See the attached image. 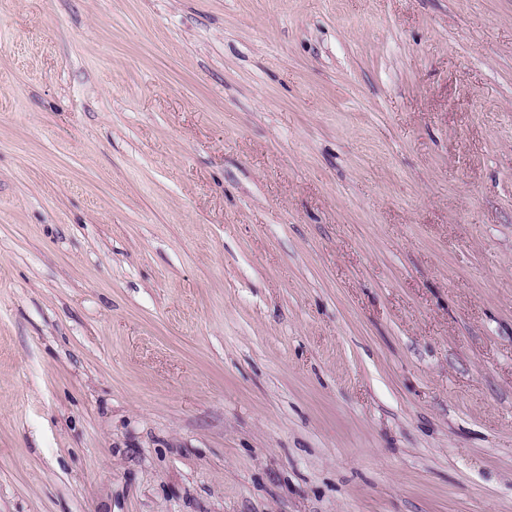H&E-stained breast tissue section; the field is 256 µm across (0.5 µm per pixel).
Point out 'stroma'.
Wrapping results in <instances>:
<instances>
[{"label":"stroma","instance_id":"stroma-1","mask_svg":"<svg viewBox=\"0 0 512 512\" xmlns=\"http://www.w3.org/2000/svg\"><path fill=\"white\" fill-rule=\"evenodd\" d=\"M0 512H512V0H0Z\"/></svg>","mask_w":512,"mask_h":512}]
</instances>
